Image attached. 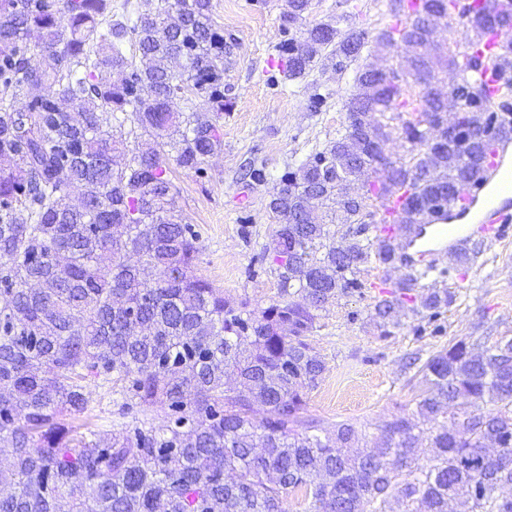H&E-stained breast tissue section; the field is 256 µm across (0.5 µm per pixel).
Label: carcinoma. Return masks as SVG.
Wrapping results in <instances>:
<instances>
[{
    "mask_svg": "<svg viewBox=\"0 0 512 512\" xmlns=\"http://www.w3.org/2000/svg\"><path fill=\"white\" fill-rule=\"evenodd\" d=\"M312 0H288L291 30ZM393 22L374 42L420 62L395 83L359 68L344 103L345 132L288 166L267 204L276 221L263 255L279 270V299L250 308L197 273L200 234L177 210L168 160L200 170L224 137L225 61L236 39L211 18V0H161L153 13L112 20L111 0H0V512H286L302 490L308 512H512V337L486 348L460 339L404 368L425 384L418 414H394L358 451L354 426L304 416L326 370L313 347L318 311L363 288L360 266L402 271L375 300L379 327L400 326L408 291L433 270L400 265L379 242L365 197L336 200L354 182L379 197L408 193L407 224L447 208L479 181L512 124V38L486 60L478 38L512 29V0H388ZM464 28L469 52L448 53L456 72L457 135L427 119L442 80L423 61L431 13ZM37 37L41 61L31 62ZM366 33L320 23L288 39L283 77L319 62L342 72ZM138 46L139 63L123 53ZM183 61L176 73L172 63ZM493 64L489 90L478 71ZM420 86L422 109L413 107ZM183 108L176 109L177 102ZM408 109L393 140L385 113ZM374 180H369V174ZM80 190L77 203L70 191ZM353 225L338 244L336 212ZM455 294L431 288L416 314L436 319ZM119 389L127 409L163 413L119 432L66 422L88 405L85 382ZM496 404L487 409L484 402ZM430 449L423 461L419 450ZM496 457L489 456V450Z\"/></svg>",
    "mask_w": 512,
    "mask_h": 512,
    "instance_id": "obj_1",
    "label": "carcinoma"
}]
</instances>
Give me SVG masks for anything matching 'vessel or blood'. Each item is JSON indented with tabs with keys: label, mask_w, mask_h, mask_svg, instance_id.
Returning <instances> with one entry per match:
<instances>
[{
	"label": "vessel or blood",
	"mask_w": 512,
	"mask_h": 512,
	"mask_svg": "<svg viewBox=\"0 0 512 512\" xmlns=\"http://www.w3.org/2000/svg\"><path fill=\"white\" fill-rule=\"evenodd\" d=\"M405 197L390 195L381 202L378 214L386 222L389 237L400 236ZM512 230V141L499 140L484 178L463 189L453 206L430 216L420 237L406 241L403 262L434 264L437 255L451 249L461 251L472 236L482 233L501 240Z\"/></svg>",
	"instance_id": "vessel-or-blood-1"
}]
</instances>
